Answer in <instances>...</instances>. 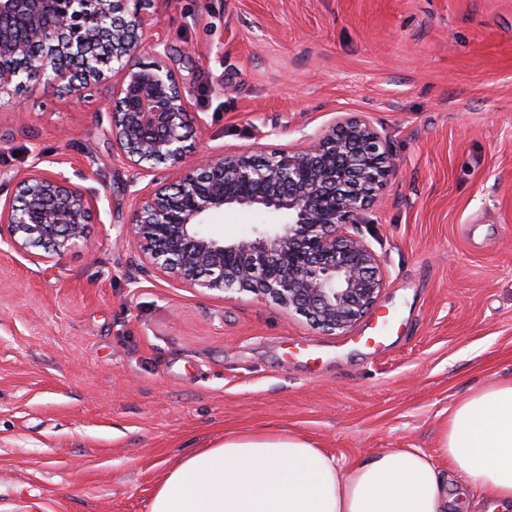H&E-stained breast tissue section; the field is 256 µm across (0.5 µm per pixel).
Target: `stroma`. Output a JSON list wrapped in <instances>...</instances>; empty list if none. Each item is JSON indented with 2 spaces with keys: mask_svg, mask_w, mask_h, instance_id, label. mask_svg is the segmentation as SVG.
Segmentation results:
<instances>
[{
  "mask_svg": "<svg viewBox=\"0 0 512 512\" xmlns=\"http://www.w3.org/2000/svg\"><path fill=\"white\" fill-rule=\"evenodd\" d=\"M148 37L190 91L188 156L299 147L364 115L396 166L357 230L385 287L346 336L142 273L126 242L147 181L112 149L111 81L0 100V199L31 168L95 206L64 256L0 244V512H147L177 457L241 431L313 440L346 467L419 448L512 380V0H148ZM227 209L207 230L250 235ZM387 327L384 343L365 339Z\"/></svg>",
  "mask_w": 512,
  "mask_h": 512,
  "instance_id": "obj_1",
  "label": "stroma"
}]
</instances>
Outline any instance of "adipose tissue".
Instances as JSON below:
<instances>
[{
	"label": "adipose tissue",
	"mask_w": 512,
	"mask_h": 512,
	"mask_svg": "<svg viewBox=\"0 0 512 512\" xmlns=\"http://www.w3.org/2000/svg\"><path fill=\"white\" fill-rule=\"evenodd\" d=\"M440 453L486 512H512V381L449 410ZM447 476L418 448H387L346 468L306 437L225 435L157 483L148 512H455Z\"/></svg>",
	"instance_id": "adipose-tissue-1"
}]
</instances>
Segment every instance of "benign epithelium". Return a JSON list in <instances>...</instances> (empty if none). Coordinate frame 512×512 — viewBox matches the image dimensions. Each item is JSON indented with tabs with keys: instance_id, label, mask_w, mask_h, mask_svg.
Here are the masks:
<instances>
[{
	"instance_id": "1",
	"label": "benign epithelium",
	"mask_w": 512,
	"mask_h": 512,
	"mask_svg": "<svg viewBox=\"0 0 512 512\" xmlns=\"http://www.w3.org/2000/svg\"><path fill=\"white\" fill-rule=\"evenodd\" d=\"M146 0H0V97L42 81L66 83L71 103L112 73L110 137L144 176L179 167L175 182L136 194L130 238L149 271L196 291L252 293L305 317L325 334L346 335L373 312L385 274L377 254L349 226L383 199L394 174L388 141L365 118L345 113L298 150L258 165L247 152L186 159V91L156 60L136 61ZM93 200L62 174L31 169L0 204V241L61 256L84 238ZM226 208L272 222L226 242L206 231Z\"/></svg>"
}]
</instances>
